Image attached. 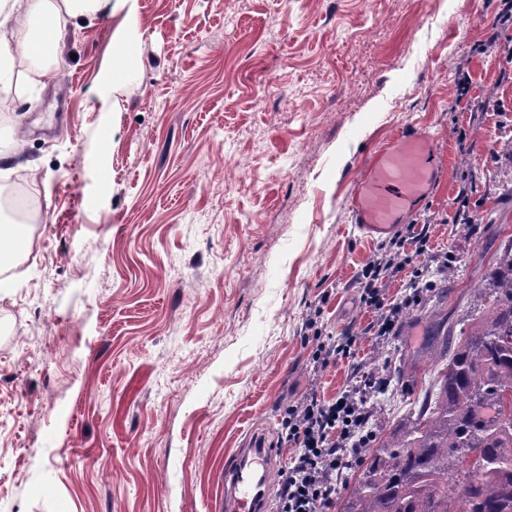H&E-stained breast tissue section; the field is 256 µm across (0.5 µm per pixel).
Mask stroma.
Listing matches in <instances>:
<instances>
[{
  "label": "stroma",
  "instance_id": "stroma-1",
  "mask_svg": "<svg viewBox=\"0 0 512 512\" xmlns=\"http://www.w3.org/2000/svg\"><path fill=\"white\" fill-rule=\"evenodd\" d=\"M495 0H126L66 18L61 65L0 143H23L38 219L0 268V512H221L224 464L294 453L289 408L370 378L369 425L412 395L381 352L438 335L423 301L396 336L359 283L394 258L448 326L512 235V34ZM486 52H478V45ZM135 77L121 93L112 72ZM468 78L467 96L458 93ZM413 127L445 175L395 232L350 198L365 163ZM351 335L349 355L317 363Z\"/></svg>",
  "mask_w": 512,
  "mask_h": 512
}]
</instances>
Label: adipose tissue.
I'll return each instance as SVG.
<instances>
[{"instance_id":"obj_1","label":"adipose tissue","mask_w":512,"mask_h":512,"mask_svg":"<svg viewBox=\"0 0 512 512\" xmlns=\"http://www.w3.org/2000/svg\"><path fill=\"white\" fill-rule=\"evenodd\" d=\"M105 0H0V116L10 117L21 97L16 74L35 69L49 82L59 65L58 22L62 16L96 12Z\"/></svg>"}]
</instances>
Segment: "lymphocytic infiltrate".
<instances>
[{"label":"lymphocytic infiltrate","instance_id":"f902f5d3","mask_svg":"<svg viewBox=\"0 0 512 512\" xmlns=\"http://www.w3.org/2000/svg\"><path fill=\"white\" fill-rule=\"evenodd\" d=\"M381 272L379 265H372L361 286L366 300L380 312L375 336L388 338L397 331L402 306L385 302L379 289ZM368 422L365 402L349 392L328 401L313 398L290 409L286 438L297 451L281 471L276 512H328L336 496V473L366 440Z\"/></svg>","mask_w":512,"mask_h":512}]
</instances>
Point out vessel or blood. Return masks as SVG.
Returning a JSON list of instances; mask_svg holds the SVG:
<instances>
[{"label": "vessel or blood", "instance_id": "1", "mask_svg": "<svg viewBox=\"0 0 512 512\" xmlns=\"http://www.w3.org/2000/svg\"><path fill=\"white\" fill-rule=\"evenodd\" d=\"M443 174L434 139L406 129L395 145L366 164L350 203L355 224L369 234L389 232ZM272 458L271 449L242 448L226 461L222 478L225 512H267L265 483Z\"/></svg>", "mask_w": 512, "mask_h": 512}]
</instances>
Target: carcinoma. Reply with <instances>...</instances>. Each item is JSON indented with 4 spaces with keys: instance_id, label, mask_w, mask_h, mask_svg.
<instances>
[{
    "instance_id": "cac0c4a2",
    "label": "carcinoma",
    "mask_w": 512,
    "mask_h": 512,
    "mask_svg": "<svg viewBox=\"0 0 512 512\" xmlns=\"http://www.w3.org/2000/svg\"><path fill=\"white\" fill-rule=\"evenodd\" d=\"M473 288L477 311L435 350L399 357V378L431 379L401 431L360 448L336 501L339 512H512V239ZM472 452L483 467L473 475Z\"/></svg>"
}]
</instances>
